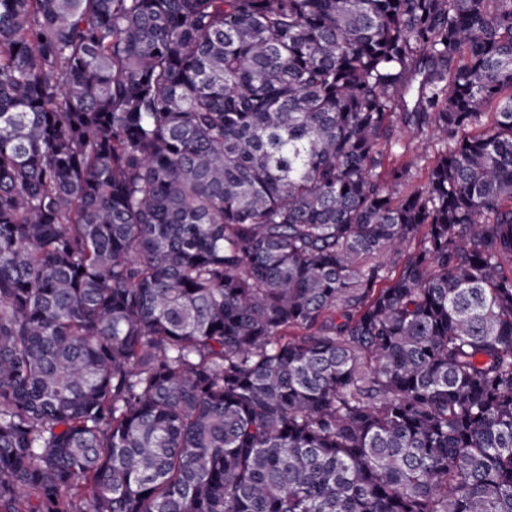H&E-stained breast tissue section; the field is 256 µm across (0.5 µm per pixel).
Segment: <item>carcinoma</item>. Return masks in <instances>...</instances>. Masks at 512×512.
<instances>
[{"instance_id":"obj_1","label":"carcinoma","mask_w":512,"mask_h":512,"mask_svg":"<svg viewBox=\"0 0 512 512\" xmlns=\"http://www.w3.org/2000/svg\"><path fill=\"white\" fill-rule=\"evenodd\" d=\"M0 512H512V0H0ZM396 135L399 136V144L393 145L391 153L388 152L385 171L393 167L405 168L406 183L410 186L419 185L432 165L440 144L430 136L413 140L401 131H397Z\"/></svg>"}]
</instances>
